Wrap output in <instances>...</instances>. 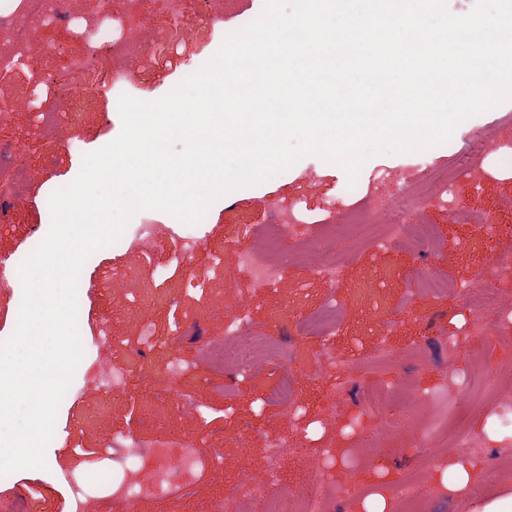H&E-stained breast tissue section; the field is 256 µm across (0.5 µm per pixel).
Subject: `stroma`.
<instances>
[{
  "label": "stroma",
  "mask_w": 512,
  "mask_h": 512,
  "mask_svg": "<svg viewBox=\"0 0 512 512\" xmlns=\"http://www.w3.org/2000/svg\"><path fill=\"white\" fill-rule=\"evenodd\" d=\"M264 0H212L224 13L223 27L202 23L197 0H184L180 21H172L165 0H141V17L158 31L180 27L182 35L167 51L147 47L144 64L105 60L95 86L84 87L82 112L66 136L38 126L33 113L17 109L38 76L55 73L67 58L82 56L83 39L74 25L50 22L35 41L29 61L0 72V146L22 152L30 178L13 194L0 195V257L18 262L49 221L41 195L49 181L72 182L84 154L120 134L121 95L154 101L178 85L183 74L197 71L218 50L224 37L260 15ZM131 75L113 84L112 69ZM512 101L470 117L451 140L420 155H382L369 160L356 184L337 166L315 156L277 174L273 184L244 188L216 201L194 226L199 247L188 250L181 239L158 234L141 251L114 243L94 253L80 277L78 328L86 347L82 368L73 375L57 411L54 435L46 448L45 470L16 472L0 489V512H70L72 497L64 477L71 472L104 473L110 483L124 471L95 451L112 440L132 435L143 441L164 440L195 445L217 455L190 488L174 486L165 499H139L132 512H210L234 490L242 475L262 482L261 495L248 499L245 512H268L271 499L294 502L306 497L327 448L349 452L355 478L343 497H329V512H350L367 490L361 468L385 461L391 484L414 477L422 512H454L456 503L433 482L438 468L456 456L446 436L427 433L426 414L392 413L390 426L359 429L347 409L366 405L372 385L410 384L427 400L439 388L450 396L483 382L493 401L476 407L469 427L512 407V270L495 271L496 256L512 258V234L500 235L495 249L484 243L483 225H512ZM456 177L444 199L426 202L423 218L437 228L433 250L411 255L390 245L376 248L350 233L346 224L360 211L375 224L393 219L413 221L398 203L424 186L437 171ZM295 209L305 222L298 236L284 240L275 257L282 270L276 284L255 287L235 269L239 253L257 245V234L277 209ZM339 264L338 282L315 275L323 255ZM493 271L498 310L491 338L472 336L468 327L475 309L462 298V287ZM447 276L448 289L426 291L420 276ZM336 307V322L327 334L308 322L326 304ZM243 317V335L260 336L278 356L234 367L223 357L225 328ZM112 330L110 343L93 346L102 327ZM463 342L467 353H450L446 337ZM392 345L383 365L370 366L378 342ZM331 350L347 367L336 375L320 371L316 356ZM124 371L121 392H76L85 372L108 367ZM291 382L294 412H285L272 394ZM288 436L275 480H267L268 443ZM512 457V439L494 446L481 442L475 459L486 473L473 496L498 494L505 470L499 462Z\"/></svg>",
  "instance_id": "1"
}]
</instances>
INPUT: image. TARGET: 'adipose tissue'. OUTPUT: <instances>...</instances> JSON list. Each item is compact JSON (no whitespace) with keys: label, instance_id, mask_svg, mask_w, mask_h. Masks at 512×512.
Returning a JSON list of instances; mask_svg holds the SVG:
<instances>
[{"label":"adipose tissue","instance_id":"obj_1","mask_svg":"<svg viewBox=\"0 0 512 512\" xmlns=\"http://www.w3.org/2000/svg\"><path fill=\"white\" fill-rule=\"evenodd\" d=\"M479 467L472 459L455 457L437 475L440 487L449 496L467 502L469 512H512V494H500L485 498L472 495Z\"/></svg>","mask_w":512,"mask_h":512}]
</instances>
